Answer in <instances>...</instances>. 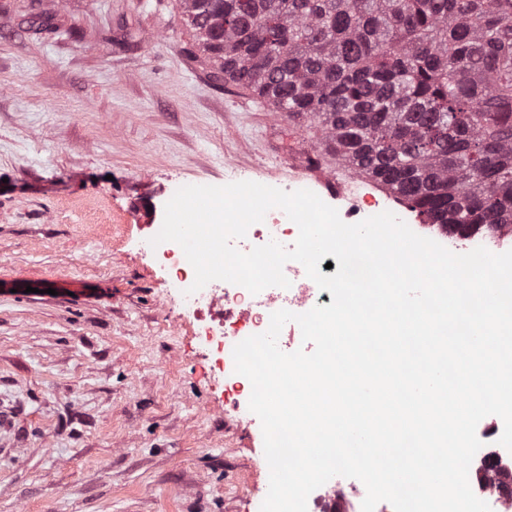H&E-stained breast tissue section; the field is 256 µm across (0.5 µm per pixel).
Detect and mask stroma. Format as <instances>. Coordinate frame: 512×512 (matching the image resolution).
<instances>
[{"label":"stroma","instance_id":"obj_1","mask_svg":"<svg viewBox=\"0 0 512 512\" xmlns=\"http://www.w3.org/2000/svg\"><path fill=\"white\" fill-rule=\"evenodd\" d=\"M179 0H0V512H260L259 418L142 243L188 185L392 199L214 79Z\"/></svg>","mask_w":512,"mask_h":512}]
</instances>
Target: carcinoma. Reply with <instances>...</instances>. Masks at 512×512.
<instances>
[{
  "label": "carcinoma",
  "mask_w": 512,
  "mask_h": 512,
  "mask_svg": "<svg viewBox=\"0 0 512 512\" xmlns=\"http://www.w3.org/2000/svg\"><path fill=\"white\" fill-rule=\"evenodd\" d=\"M224 84L451 236L512 230V0H181Z\"/></svg>",
  "instance_id": "1"
}]
</instances>
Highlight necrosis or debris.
<instances>
[{
    "label": "necrosis or debris",
    "instance_id": "1",
    "mask_svg": "<svg viewBox=\"0 0 512 512\" xmlns=\"http://www.w3.org/2000/svg\"><path fill=\"white\" fill-rule=\"evenodd\" d=\"M299 235L297 225L285 212L274 208L264 220L251 225L245 238L237 240L241 251H249L269 241L293 247ZM159 256L172 280L182 288L179 320L195 323L197 335L209 344L217 355L216 365L224 369L225 392L228 401L251 392L250 381L234 371L233 348L249 336L263 333L275 311L286 309L304 313L315 306H327L333 301L329 291L319 289L307 277L304 267L295 261L287 262L283 271L290 280L289 288L269 287L258 294H251L242 286L215 280L199 291H192L194 269L179 245L160 250ZM503 431L502 420L487 416L481 429L486 439L484 454L474 456L468 477L475 495L490 504L494 512H512V485L503 486L497 473L498 465L512 461V452L499 443ZM366 495L362 482L330 479L314 490L307 502L308 512H358Z\"/></svg>",
    "mask_w": 512,
    "mask_h": 512
}]
</instances>
